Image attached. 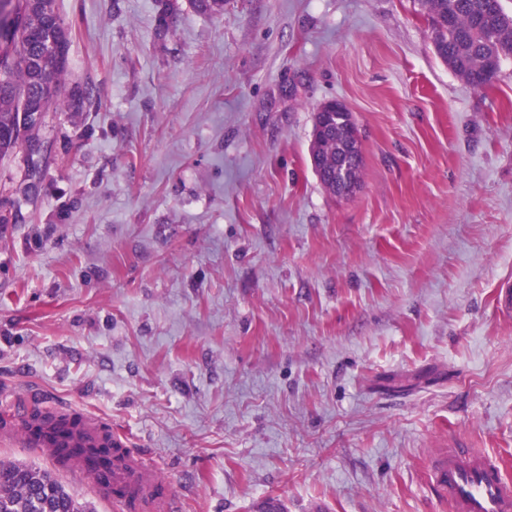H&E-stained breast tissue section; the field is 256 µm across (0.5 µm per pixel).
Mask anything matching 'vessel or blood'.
Segmentation results:
<instances>
[{"label": "vessel or blood", "instance_id": "b4317fda", "mask_svg": "<svg viewBox=\"0 0 512 512\" xmlns=\"http://www.w3.org/2000/svg\"><path fill=\"white\" fill-rule=\"evenodd\" d=\"M56 417L76 420L70 437L61 438L26 415L0 419V436H21L25 445L49 459H56L60 446L102 448L112 451V464L105 473L90 472L83 459H73L69 471L91 476L126 512H175L177 499L154 468L134 452L127 435L102 426L95 416L69 405L57 406ZM430 483L439 499L452 512H512V480L505 475L500 458L478 452L448 451L430 462Z\"/></svg>", "mask_w": 512, "mask_h": 512}]
</instances>
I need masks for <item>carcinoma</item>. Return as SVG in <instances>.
<instances>
[{
    "mask_svg": "<svg viewBox=\"0 0 512 512\" xmlns=\"http://www.w3.org/2000/svg\"><path fill=\"white\" fill-rule=\"evenodd\" d=\"M434 27L436 55L467 83L489 84L512 57V15L501 0H418ZM204 15L224 12V0H192ZM72 25L56 0H0V158L36 142L44 115L63 107L83 112L101 105L96 85L63 95ZM320 183L339 196L343 180L361 184L362 146L351 148L342 125L310 146ZM61 460L83 456L93 470L111 464L109 448H60ZM0 512H92L54 474L21 463L0 462Z\"/></svg>",
    "mask_w": 512,
    "mask_h": 512,
    "instance_id": "cac0c4a2",
    "label": "carcinoma"
}]
</instances>
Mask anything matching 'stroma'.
Masks as SVG:
<instances>
[{
	"label": "stroma",
	"mask_w": 512,
	"mask_h": 512,
	"mask_svg": "<svg viewBox=\"0 0 512 512\" xmlns=\"http://www.w3.org/2000/svg\"><path fill=\"white\" fill-rule=\"evenodd\" d=\"M74 148L24 194L0 160V413L86 410L132 439L178 512H445L458 444L512 479V57L476 89L418 0H57ZM171 8L170 28L159 18ZM342 102L362 186L327 194L313 116ZM0 460L89 479L0 439Z\"/></svg>",
	"instance_id": "35a3bbf8"
}]
</instances>
